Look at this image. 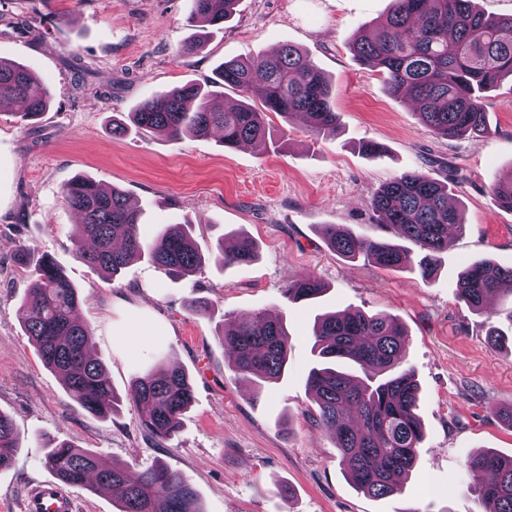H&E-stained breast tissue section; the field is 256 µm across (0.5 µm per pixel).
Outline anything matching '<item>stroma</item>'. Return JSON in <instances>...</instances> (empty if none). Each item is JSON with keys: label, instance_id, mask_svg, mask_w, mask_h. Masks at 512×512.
I'll list each match as a JSON object with an SVG mask.
<instances>
[{"label": "stroma", "instance_id": "1", "mask_svg": "<svg viewBox=\"0 0 512 512\" xmlns=\"http://www.w3.org/2000/svg\"><path fill=\"white\" fill-rule=\"evenodd\" d=\"M8 7L36 16L48 36L0 32V58L29 67L55 98L32 124L0 106V413L20 437L14 465L0 470V512H21L28 493L53 480L44 457L62 441L138 472L160 463L182 472L204 512H481L464 465L485 450L512 456V429L493 412L512 405V351L487 340L490 324H505L512 299L496 301L494 317L471 312L457 300L456 279L466 263L486 257L512 267V212L489 191L495 176L512 170V80L487 94L485 136L444 139L351 49L391 0H240L219 30L189 25L191 0H9ZM195 38L204 49L183 53ZM286 44L331 80L335 134L315 137L303 118L270 113L264 152L225 149L216 134L172 140L132 128L113 136V116L152 94L207 84L219 62ZM366 142L382 146V155L364 153ZM405 171L448 180L464 217L432 282L413 263L386 269L344 258L320 232L341 224L361 237L381 235L370 197ZM78 177L122 189L143 210L144 238L193 224L203 268L174 278L144 257L115 280L102 279L74 253L80 218L62 188ZM241 232L258 242L259 260L215 262L217 241L233 245ZM23 249L51 256L78 287L90 352L121 397L110 417L73 403L26 336ZM305 275L326 293L288 300L286 282ZM193 298L208 302L205 313L190 312ZM349 307L396 318L406 332L405 364L421 388L425 439L415 468L401 494L382 499L351 484L334 438L315 422L306 385L315 319ZM259 311L283 317L289 349L283 376L258 387L233 371L218 335L225 314ZM168 366L188 372L194 402L179 434L159 440L142 430L139 409L124 395L136 375Z\"/></svg>", "mask_w": 512, "mask_h": 512}]
</instances>
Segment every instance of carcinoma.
<instances>
[{
	"mask_svg": "<svg viewBox=\"0 0 512 512\" xmlns=\"http://www.w3.org/2000/svg\"><path fill=\"white\" fill-rule=\"evenodd\" d=\"M192 2L189 20L204 28L223 25L239 0ZM352 50L381 74L391 96L416 103L422 124L433 133L446 139L477 137L489 132L485 94L503 77H512V17L486 15L473 0H393L388 14L372 32L359 35ZM37 84L32 71L0 58V102L12 104L14 115L24 121L37 119L51 103L53 92L36 94ZM225 86L243 98L230 110L219 101V89ZM253 99L265 112L284 118L306 115L308 133L316 137L336 132L329 80L299 48L288 45L273 55L222 62L208 87L186 83L154 94L128 113L129 121L112 120V134H125L131 124L173 139L217 132L226 148L264 143V112L252 106ZM490 193L499 208L512 212V173L496 178ZM63 195L82 217L75 255L104 279L114 280L131 259L144 255L174 277L202 268L189 225L170 224L147 242L141 236V214L122 190H104L79 178L63 187ZM448 196V183L405 172L370 199L381 227L395 229L419 247L426 282L448 246V228L464 227ZM321 234L333 251L349 259L363 257L386 268L409 260L407 252L384 236L358 237L336 224L322 225ZM258 258L259 246L248 236L239 237L231 251L218 243L214 255L226 267L250 265ZM23 263L34 264L23 302L25 334L43 364L60 376L71 400L91 415L107 417L118 396L103 364L86 353L91 331L79 318L78 289L49 259L33 263L26 256ZM500 291L512 295V268L491 261L471 264L457 281L458 299L478 313ZM323 292L324 284L311 276L295 278L284 288L292 300L315 299ZM405 336L394 318L350 308L323 315L313 328L321 358L307 376L318 406L315 422L336 439L352 484L375 498L401 492L424 439L417 413L419 388L412 370L402 367ZM220 340L232 352V367L240 376L268 382L285 369L288 331L281 318L263 312L246 318L226 314ZM344 360L366 378L342 370ZM127 396L140 407L143 428L169 439L178 432L194 393L186 372L171 368L135 377ZM17 448L12 422L0 414V469L10 464ZM45 464L72 485L109 490L120 512H203L190 481L163 465L134 473L125 464L65 441L47 453ZM466 468L482 512H512L511 456L480 453L467 459Z\"/></svg>",
	"mask_w": 512,
	"mask_h": 512,
	"instance_id": "obj_1",
	"label": "carcinoma"
}]
</instances>
